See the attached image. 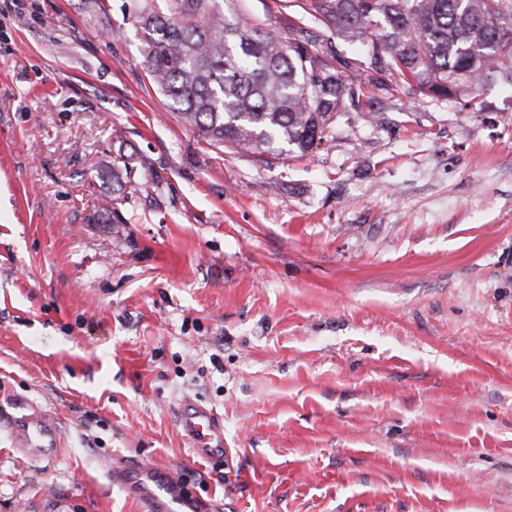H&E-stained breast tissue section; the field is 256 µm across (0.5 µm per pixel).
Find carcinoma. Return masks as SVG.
<instances>
[{
	"mask_svg": "<svg viewBox=\"0 0 512 512\" xmlns=\"http://www.w3.org/2000/svg\"><path fill=\"white\" fill-rule=\"evenodd\" d=\"M241 2L149 0L136 8L140 54L169 108L202 138L269 166L317 152L336 114L395 87L472 112L492 79L512 88V0H289L311 24H288L285 40ZM128 175L119 152L112 177Z\"/></svg>",
	"mask_w": 512,
	"mask_h": 512,
	"instance_id": "carcinoma-1",
	"label": "carcinoma"
}]
</instances>
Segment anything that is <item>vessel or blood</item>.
Returning <instances> with one entry per match:
<instances>
[{"label":"vessel or blood","mask_w":512,"mask_h":512,"mask_svg":"<svg viewBox=\"0 0 512 512\" xmlns=\"http://www.w3.org/2000/svg\"><path fill=\"white\" fill-rule=\"evenodd\" d=\"M13 444L33 459H55L62 435L57 424L38 407L9 420ZM180 429L194 454L204 460L222 456L224 418L215 409L187 399L180 405ZM113 485L138 502L142 512H206V504L189 496L183 476L166 466L146 465L138 461L118 462L111 466Z\"/></svg>","instance_id":"vessel-or-blood-1"}]
</instances>
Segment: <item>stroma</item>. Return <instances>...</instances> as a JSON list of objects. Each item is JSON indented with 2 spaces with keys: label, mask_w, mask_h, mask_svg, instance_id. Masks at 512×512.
I'll list each match as a JSON object with an SVG mask.
<instances>
[{
  "label": "stroma",
  "mask_w": 512,
  "mask_h": 512,
  "mask_svg": "<svg viewBox=\"0 0 512 512\" xmlns=\"http://www.w3.org/2000/svg\"><path fill=\"white\" fill-rule=\"evenodd\" d=\"M85 3L0 0V405L64 438L0 420V512H140L128 457L211 512H512V89L396 91L270 167L168 108L131 0ZM179 426L197 457L211 460L224 454V417L215 409L186 399L180 405ZM9 424L14 447L26 456L52 461L59 455L61 431L38 407H29L21 416H10Z\"/></svg>",
  "instance_id": "1"
}]
</instances>
